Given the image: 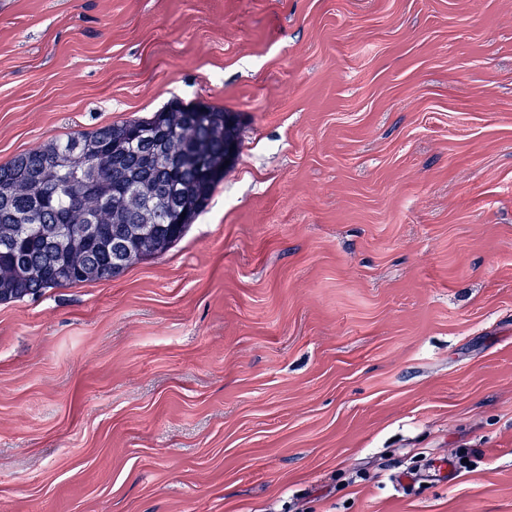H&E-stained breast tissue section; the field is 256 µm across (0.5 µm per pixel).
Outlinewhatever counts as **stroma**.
<instances>
[{"label":"stroma","instance_id":"obj_1","mask_svg":"<svg viewBox=\"0 0 512 512\" xmlns=\"http://www.w3.org/2000/svg\"><path fill=\"white\" fill-rule=\"evenodd\" d=\"M176 99L186 234L0 303V512H512V0H0V165Z\"/></svg>","mask_w":512,"mask_h":512}]
</instances>
